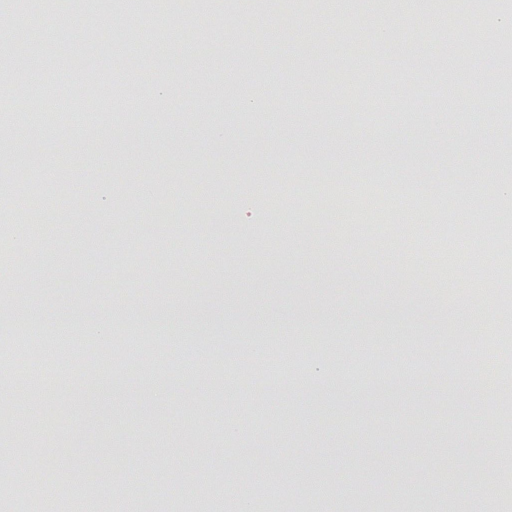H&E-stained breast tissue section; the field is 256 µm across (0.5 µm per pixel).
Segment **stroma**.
Wrapping results in <instances>:
<instances>
[{"instance_id": "1", "label": "stroma", "mask_w": 512, "mask_h": 512, "mask_svg": "<svg viewBox=\"0 0 512 512\" xmlns=\"http://www.w3.org/2000/svg\"><path fill=\"white\" fill-rule=\"evenodd\" d=\"M56 3L61 26L15 21L0 0V89L26 71L29 100L6 148L34 155L0 194L1 234L14 242L29 204L57 199L40 255L0 279V327L65 306L85 364L21 401L15 385L0 390V417L25 420L0 424V470L29 462L46 501L110 512L140 502L143 482L156 512H237L250 482L265 512H512V464L490 463L512 447V280L466 263L454 293L432 287L441 257L422 246L433 226L420 205L478 244L501 221L485 162H512L505 97L426 89L458 53L469 73L503 69L471 46L502 36L512 0L480 19L453 0L450 22L369 0H316L304 15L292 0H183L161 56L138 14ZM382 27L397 54L383 53ZM118 28L132 40L122 54L96 35ZM73 66L115 93L96 147L31 122ZM370 179L405 186L402 223L321 208L326 186ZM172 314L183 339L157 326ZM100 319L114 326L104 345ZM260 349L301 367L263 396L243 380ZM489 481L505 495L471 497Z\"/></svg>"}]
</instances>
